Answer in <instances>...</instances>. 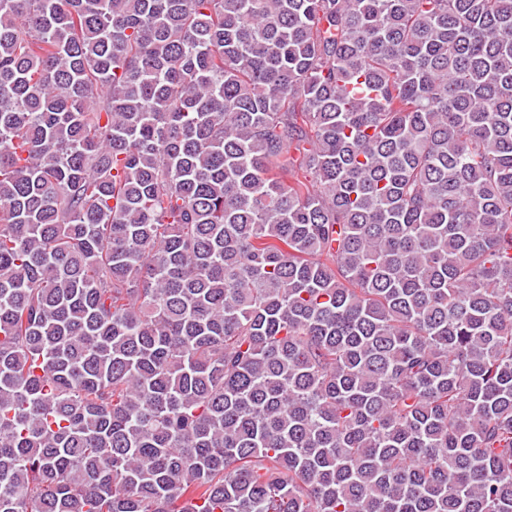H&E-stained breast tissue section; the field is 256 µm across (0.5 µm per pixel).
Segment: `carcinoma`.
<instances>
[{
    "instance_id": "cac0c4a2",
    "label": "carcinoma",
    "mask_w": 512,
    "mask_h": 512,
    "mask_svg": "<svg viewBox=\"0 0 512 512\" xmlns=\"http://www.w3.org/2000/svg\"><path fill=\"white\" fill-rule=\"evenodd\" d=\"M0 512H512V0H0Z\"/></svg>"
}]
</instances>
